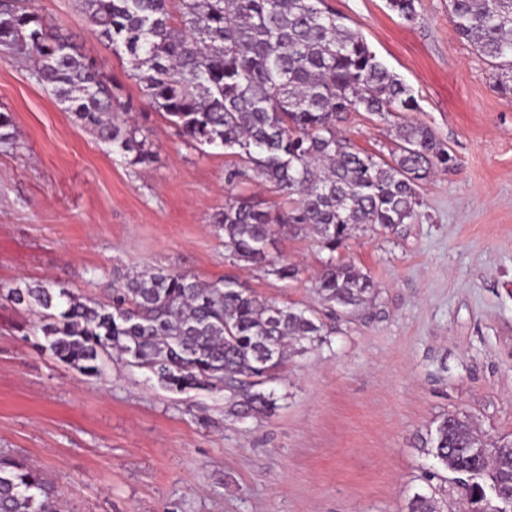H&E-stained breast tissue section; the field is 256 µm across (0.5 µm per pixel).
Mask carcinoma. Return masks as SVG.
Masks as SVG:
<instances>
[{
    "mask_svg": "<svg viewBox=\"0 0 512 512\" xmlns=\"http://www.w3.org/2000/svg\"><path fill=\"white\" fill-rule=\"evenodd\" d=\"M401 20L418 0H386ZM79 0L94 35L128 58L143 101L185 143L222 146L237 160L226 169L234 190L260 182L288 197L269 206L233 195L212 224L234 260L281 281L297 266L270 248L279 229L307 231L329 252L316 281L336 311H359L375 284L335 258L361 224L396 229L425 217L420 189L439 168L458 165L427 125L409 119L412 89L377 57L328 0ZM459 39L492 68L494 87L512 99V0H448ZM0 58L31 62L29 78L71 113L112 154L133 166L157 160L153 130L130 113L106 63L83 55L52 30L31 0H0ZM346 112L392 121L384 158L340 134ZM17 145L12 117L0 112V149ZM0 301L39 315L41 349L83 374L98 375L118 356L154 372L172 392L218 384L230 393L225 415H268L274 392L262 385L301 350L323 340L318 311L260 300L232 277L205 284L169 268H147L113 283L105 300L56 280L1 288ZM424 447L459 475L512 466V446L486 452L465 416L437 422ZM57 487L24 458L0 451V512H59ZM408 512H436L434 497L414 495Z\"/></svg>",
    "mask_w": 512,
    "mask_h": 512,
    "instance_id": "obj_1",
    "label": "carcinoma"
}]
</instances>
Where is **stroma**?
<instances>
[{"instance_id":"stroma-1","label":"stroma","mask_w":512,"mask_h":512,"mask_svg":"<svg viewBox=\"0 0 512 512\" xmlns=\"http://www.w3.org/2000/svg\"><path fill=\"white\" fill-rule=\"evenodd\" d=\"M329 3L459 162L423 185L426 219L360 225L337 251L376 285L353 318L321 301L328 253L312 236H279L277 257L300 269L291 282L233 261L212 226L227 198L223 148L188 146L152 111L158 160L130 166L29 80L26 62L0 61V110L20 143L0 152V289L53 278L99 300L127 273L164 267L235 277L258 298L315 308L328 330L270 381L272 414L240 422L225 418L219 387L172 392L116 360L81 374L39 348L34 313L0 306V450L43 470L61 512H408L417 493L462 512L461 486L424 438L462 413L486 447L512 440V101L455 33L448 0H420L411 24L386 0ZM34 5L139 98L128 60L76 0ZM339 128L376 154L394 138L364 113Z\"/></svg>"}]
</instances>
